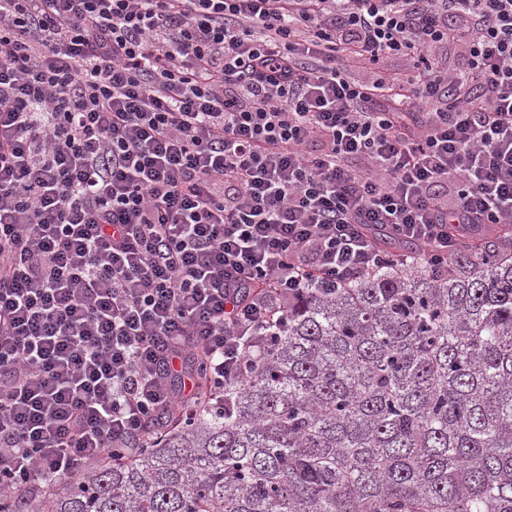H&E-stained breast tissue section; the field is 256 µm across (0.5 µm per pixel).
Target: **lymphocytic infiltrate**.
Wrapping results in <instances>:
<instances>
[{"label": "lymphocytic infiltrate", "instance_id": "obj_1", "mask_svg": "<svg viewBox=\"0 0 512 512\" xmlns=\"http://www.w3.org/2000/svg\"><path fill=\"white\" fill-rule=\"evenodd\" d=\"M511 228L512 0H0V499L190 413L197 352L222 402L386 241Z\"/></svg>", "mask_w": 512, "mask_h": 512}]
</instances>
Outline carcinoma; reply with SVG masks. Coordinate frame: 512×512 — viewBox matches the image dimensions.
Returning <instances> with one entry per match:
<instances>
[{
    "mask_svg": "<svg viewBox=\"0 0 512 512\" xmlns=\"http://www.w3.org/2000/svg\"><path fill=\"white\" fill-rule=\"evenodd\" d=\"M212 409L26 512H512V244L306 290Z\"/></svg>",
    "mask_w": 512,
    "mask_h": 512,
    "instance_id": "1",
    "label": "carcinoma"
}]
</instances>
